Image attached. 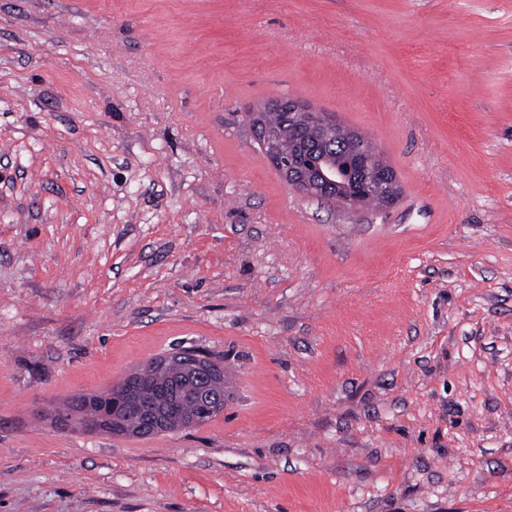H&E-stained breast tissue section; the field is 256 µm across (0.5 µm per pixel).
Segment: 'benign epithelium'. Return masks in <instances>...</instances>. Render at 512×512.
<instances>
[{
    "label": "benign epithelium",
    "mask_w": 512,
    "mask_h": 512,
    "mask_svg": "<svg viewBox=\"0 0 512 512\" xmlns=\"http://www.w3.org/2000/svg\"><path fill=\"white\" fill-rule=\"evenodd\" d=\"M268 112L288 113V125L291 129L299 131L312 122L316 110L301 101L291 99L285 102H270L246 115V120L264 147L268 159L290 189L307 198H332L337 195L350 211H357L365 205L371 196L367 188L369 184L377 186L382 192L385 206L392 204L398 197L396 176L382 161L380 155L358 159L337 151L336 145L353 142L359 135L340 127L336 119L326 112L321 113L320 127L317 129L313 144L296 139V143L304 150L312 152V165L301 168L285 164L279 150L278 132L265 121ZM208 363L209 358L200 352L194 354L192 361L185 360L184 354L176 352L163 359L161 367L193 380L211 372ZM120 425L122 415L114 406L112 412L99 416L95 428L108 431ZM176 428L178 422L175 420L156 417L143 421L141 425L132 429V432L136 435L162 433Z\"/></svg>",
    "instance_id": "obj_1"
}]
</instances>
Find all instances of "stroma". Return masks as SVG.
I'll return each mask as SVG.
<instances>
[{
  "mask_svg": "<svg viewBox=\"0 0 512 512\" xmlns=\"http://www.w3.org/2000/svg\"><path fill=\"white\" fill-rule=\"evenodd\" d=\"M271 99L399 198L289 189ZM183 345L212 420L55 422ZM0 512H512V0H0ZM283 112L288 113L287 125H285L287 119ZM316 113H320L321 123L314 143L310 145L302 139H296V143L305 151L312 152L314 158L312 165L309 168H301L289 163L285 164L279 150L278 132L270 126L279 131L281 149L288 155L295 151L293 134L289 132L288 125L292 130L300 131L312 122L313 115ZM265 116L270 126L266 123ZM246 120L284 182L300 195L318 199H334L332 197L339 195L340 199L336 197L337 201H342L348 210L357 211L365 205V202L367 205H381L382 198L371 196L367 188L370 180L369 185L377 186L382 192L383 206L392 204L398 197L396 176L393 170L383 162L385 159L382 161L377 152L369 159L347 156L345 150L338 153L336 145L341 143L343 147L344 143L356 141L360 136L340 127L336 119L328 113L318 112L301 101L291 99L259 106L247 113ZM315 131V127L308 126L302 129L299 135L311 142ZM369 144L368 140L362 139L346 147L348 152L359 150L369 153L367 150ZM363 176L365 179L362 181ZM357 183H360V186H357Z\"/></svg>",
  "mask_w": 512,
  "mask_h": 512,
  "instance_id": "obj_1",
  "label": "stroma"
}]
</instances>
